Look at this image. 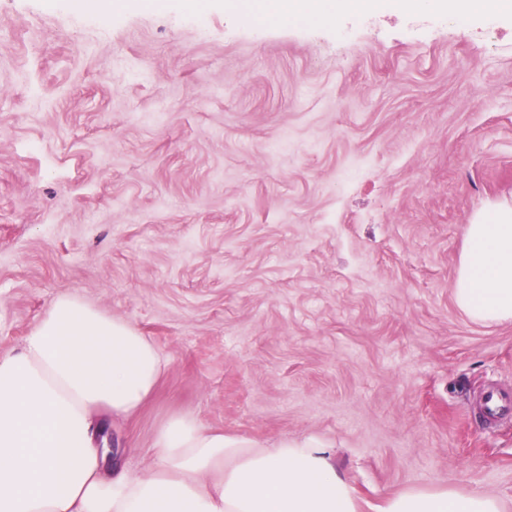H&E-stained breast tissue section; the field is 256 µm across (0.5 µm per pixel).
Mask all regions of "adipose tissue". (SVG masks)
<instances>
[{
    "mask_svg": "<svg viewBox=\"0 0 512 512\" xmlns=\"http://www.w3.org/2000/svg\"><path fill=\"white\" fill-rule=\"evenodd\" d=\"M399 10L512 16V0H265L266 17ZM454 299L477 323L512 321V201L467 226ZM167 362L130 322L69 294L56 297L25 344L0 353V512H362L314 441L257 442L178 414L157 430L153 461L135 473L109 461L96 431L153 395ZM377 512H501L481 492L411 488Z\"/></svg>",
    "mask_w": 512,
    "mask_h": 512,
    "instance_id": "obj_1",
    "label": "adipose tissue"
}]
</instances>
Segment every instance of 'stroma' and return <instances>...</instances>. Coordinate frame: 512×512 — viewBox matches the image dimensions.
Masks as SVG:
<instances>
[{
	"label": "stroma",
	"mask_w": 512,
	"mask_h": 512,
	"mask_svg": "<svg viewBox=\"0 0 512 512\" xmlns=\"http://www.w3.org/2000/svg\"><path fill=\"white\" fill-rule=\"evenodd\" d=\"M259 0H0V353L68 293L167 361L114 422L315 439L375 512L409 488L512 512V322L453 288L512 199V17L254 23ZM349 27L347 39L337 26Z\"/></svg>",
	"instance_id": "1"
}]
</instances>
